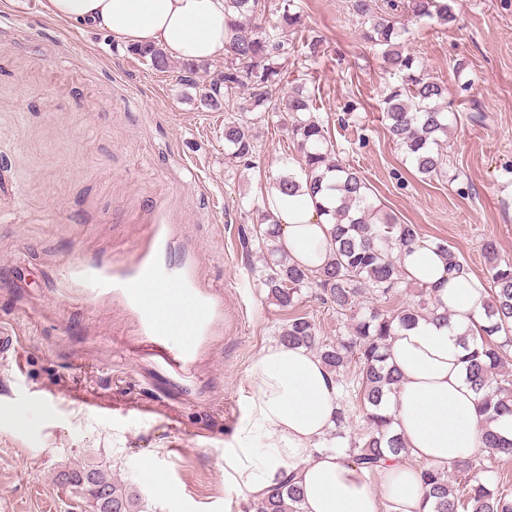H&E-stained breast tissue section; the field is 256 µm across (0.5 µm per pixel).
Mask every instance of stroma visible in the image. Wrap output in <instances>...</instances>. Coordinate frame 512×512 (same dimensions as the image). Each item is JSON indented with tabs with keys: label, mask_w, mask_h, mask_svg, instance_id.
<instances>
[{
	"label": "stroma",
	"mask_w": 512,
	"mask_h": 512,
	"mask_svg": "<svg viewBox=\"0 0 512 512\" xmlns=\"http://www.w3.org/2000/svg\"><path fill=\"white\" fill-rule=\"evenodd\" d=\"M301 11L325 52L289 57L265 121L235 97L256 138L239 162L225 157L223 111L180 83L179 59L159 72L110 33L34 5L0 9V332L15 338L0 350V512H92L54 480L84 462L130 483L147 512H237L224 454L259 351L293 313L324 338L345 333L330 305L305 297L290 312L261 283L272 257L256 208L280 158L297 154L278 110L294 79L376 205L447 242L477 275L486 240L512 262V0H457L454 26L408 25V51L455 113L431 179L385 129L381 96L396 78L363 42L350 0H301ZM145 262L208 305L182 361H165L173 339L150 332L122 287ZM87 264L111 290L87 288Z\"/></svg>",
	"instance_id": "obj_1"
}]
</instances>
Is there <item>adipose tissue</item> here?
<instances>
[{
    "label": "adipose tissue",
    "mask_w": 512,
    "mask_h": 512,
    "mask_svg": "<svg viewBox=\"0 0 512 512\" xmlns=\"http://www.w3.org/2000/svg\"><path fill=\"white\" fill-rule=\"evenodd\" d=\"M46 14L112 33L126 45L154 46L184 61L224 56V0H43ZM278 245L299 264L319 268L331 249L321 198L307 190L268 189ZM408 282L423 287L449 313L399 330L390 364L402 375L384 409L406 451L375 471L357 467L325 440L336 427L335 375L310 350L275 341L249 373L247 410L235 435L230 466L244 500H257L282 477L304 493L306 512H432L423 499L417 463L443 467L483 451L478 395L466 380L467 338L485 325L486 282L449 268L434 244L422 241L401 255ZM165 285L141 289L159 322L180 317L192 329L197 311L169 296Z\"/></svg>",
    "instance_id": "1"
}]
</instances>
